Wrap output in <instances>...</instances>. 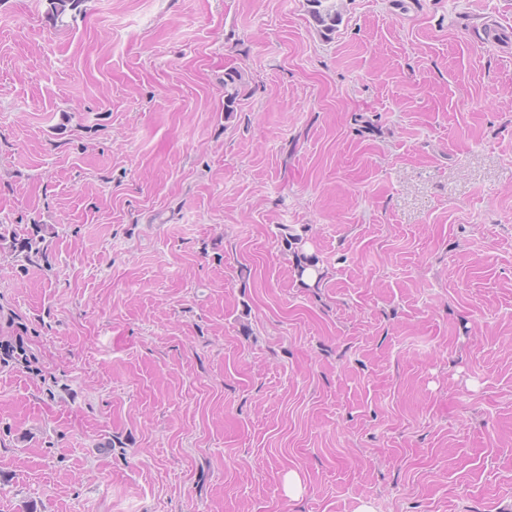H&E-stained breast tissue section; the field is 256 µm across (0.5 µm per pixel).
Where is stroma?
I'll return each instance as SVG.
<instances>
[{
  "mask_svg": "<svg viewBox=\"0 0 512 512\" xmlns=\"http://www.w3.org/2000/svg\"><path fill=\"white\" fill-rule=\"evenodd\" d=\"M336 7L0 0V512H512V0ZM308 13L318 33L325 39H331L341 22L335 0H306ZM224 79V115L231 117L236 111L238 97L240 94V84L242 83V74L239 70L231 69L225 73ZM42 227L40 224L33 225V233H28L26 237H17L15 231H10L9 228L1 224L0 225V248L8 249L17 257L21 258L26 262H34L42 253L40 244L43 241V237L39 235ZM6 245V246H5ZM302 242L303 238L300 237L299 235L289 234V236H286L285 238L286 247L289 248L290 246V248H294L293 253L295 254L296 267L299 276H302L307 269H313L318 273L316 282L319 284L322 278V273L320 271V267L318 266L320 260L317 255L305 254L302 250ZM14 336H0V364L3 367L22 366L31 368L32 357L31 352L25 341L24 334L27 329L24 326H17L14 330Z\"/></svg>",
  "mask_w": 512,
  "mask_h": 512,
  "instance_id": "stroma-1",
  "label": "stroma"
}]
</instances>
